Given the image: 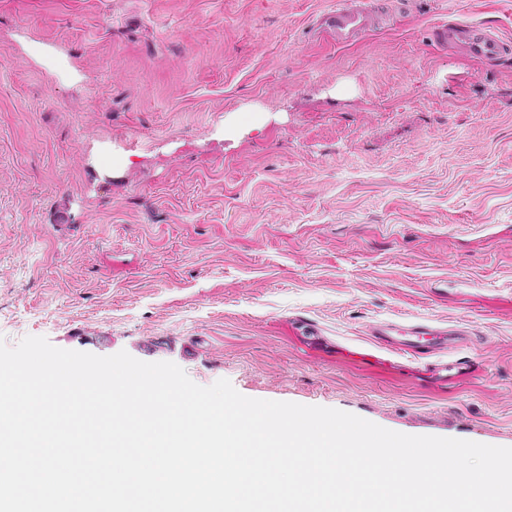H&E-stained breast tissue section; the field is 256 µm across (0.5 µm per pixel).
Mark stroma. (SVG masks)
<instances>
[{
	"mask_svg": "<svg viewBox=\"0 0 512 512\" xmlns=\"http://www.w3.org/2000/svg\"><path fill=\"white\" fill-rule=\"evenodd\" d=\"M376 2L336 47V0H0V339L512 447V61L431 36L512 0ZM383 321L465 327L475 377L351 365ZM375 7L370 0H338L336 7L313 20L308 31L336 46L351 45L358 36L375 28Z\"/></svg>",
	"mask_w": 512,
	"mask_h": 512,
	"instance_id": "35a3bbf8",
	"label": "stroma"
}]
</instances>
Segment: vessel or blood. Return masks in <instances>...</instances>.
Returning <instances> with one entry per match:
<instances>
[{"mask_svg":"<svg viewBox=\"0 0 512 512\" xmlns=\"http://www.w3.org/2000/svg\"><path fill=\"white\" fill-rule=\"evenodd\" d=\"M374 28L375 8L371 0H337L335 8L319 15L311 24L316 37L339 46L351 45L358 36ZM432 40L444 48H460L478 63L495 64L512 58V40L487 22L441 23L433 28ZM369 332L374 350L410 358L434 374L463 379L477 371L470 360L448 357L449 350L463 341L459 330L421 322L374 324Z\"/></svg>","mask_w":512,"mask_h":512,"instance_id":"1","label":"vessel or blood"}]
</instances>
